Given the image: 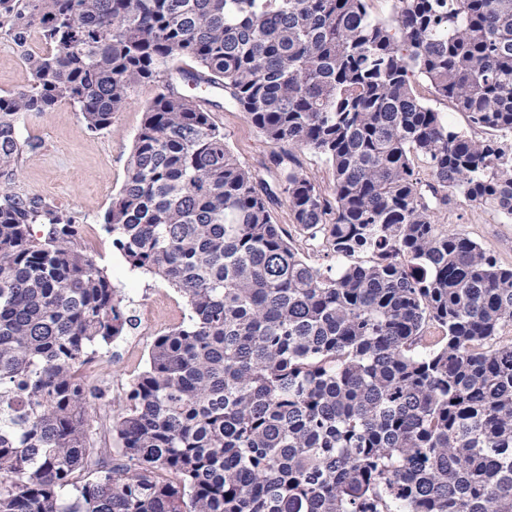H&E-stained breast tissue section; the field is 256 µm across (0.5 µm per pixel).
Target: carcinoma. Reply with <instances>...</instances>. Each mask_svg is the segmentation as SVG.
<instances>
[{
    "label": "carcinoma",
    "mask_w": 512,
    "mask_h": 512,
    "mask_svg": "<svg viewBox=\"0 0 512 512\" xmlns=\"http://www.w3.org/2000/svg\"><path fill=\"white\" fill-rule=\"evenodd\" d=\"M33 84L0 94V512H512V268L424 193L512 220V0H0ZM296 169L295 227L193 99L144 112L102 229L186 299L91 446L79 370L136 328L80 225L13 188L18 121L67 100L107 129L176 58ZM464 112L448 124L410 83ZM412 80L416 92L422 97V101L433 107L436 111L441 112L452 126L469 135L477 137H485L487 135L484 131L480 130L477 132L473 130L470 126L468 116L463 112L456 111L449 102L436 101L429 91L427 81L421 75L416 73Z\"/></svg>",
    "instance_id": "cac0c4a2"
}]
</instances>
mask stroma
Returning <instances> with one entry per match:
<instances>
[{"label": "stroma", "instance_id": "1", "mask_svg": "<svg viewBox=\"0 0 512 512\" xmlns=\"http://www.w3.org/2000/svg\"><path fill=\"white\" fill-rule=\"evenodd\" d=\"M48 47L38 31H31L25 50H18L0 33V93L28 88L32 73L26 55L46 53ZM197 65L183 58L164 72L162 80L145 81L133 89L125 107L113 115L112 124L102 131L88 129L72 104L59 102L50 112H28L18 122L21 141L34 142L24 150L17 166V192L39 197L59 211L71 215L81 226V236L96 263L107 269L123 304L139 323L113 343L100 348L97 367L88 373L90 386L104 391L94 400L91 411L93 444L111 443L112 421L121 412L120 399L132 380L148 363L149 350L158 333L176 326L186 311L185 300L166 282L149 274L130 271L112 247V239L102 229V216L123 185L127 161L144 113L165 81L180 82L182 73L196 71ZM211 117L224 133L235 158L254 172L261 182L278 189L285 169L308 174L321 188H329L333 169L323 156L308 150L274 147L268 144L231 105L212 108ZM439 223L449 230L477 241L506 267H512V221L498 216L490 207L452 195L438 213ZM168 302L155 306L152 321L141 314L153 304L157 294Z\"/></svg>", "mask_w": 512, "mask_h": 512}]
</instances>
